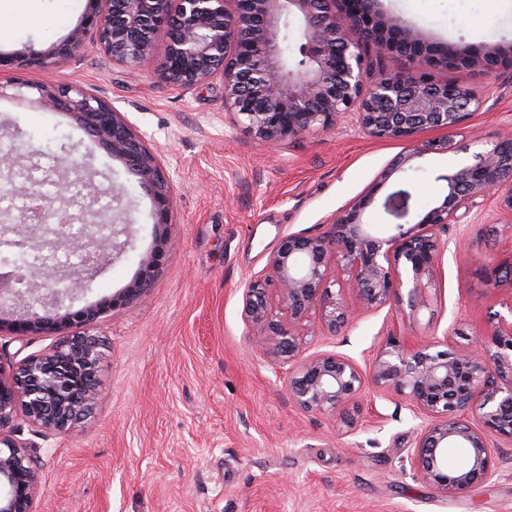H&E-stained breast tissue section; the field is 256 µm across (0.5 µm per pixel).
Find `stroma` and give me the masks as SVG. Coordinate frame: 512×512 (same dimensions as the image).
<instances>
[{"label": "stroma", "instance_id": "1", "mask_svg": "<svg viewBox=\"0 0 512 512\" xmlns=\"http://www.w3.org/2000/svg\"><path fill=\"white\" fill-rule=\"evenodd\" d=\"M48 23L16 22L0 53L23 56L64 43L89 0H29ZM379 8L431 42L512 44V0H378ZM167 34L157 31L139 68L92 45L24 79L77 85L108 100L166 167L172 224L166 259L151 288L89 326L102 341L99 397L66 434L47 437L16 421L17 441L34 444L39 484L32 512H512V442L499 439L497 476L461 496L413 478L408 452L427 419L394 392L365 386L349 403L353 427L297 408L288 369L254 343L242 292L267 271L282 237L317 235L408 147L377 140L351 119L268 145L247 134L224 106V82L159 84ZM436 80L475 90L483 104L468 127L448 135L455 149L419 158L381 188L369 221L396 223L384 202L408 190V222L445 194V175L472 163L512 130V69L488 74L460 66ZM55 136L79 161L89 195L128 193L135 248L103 265L64 303L77 310L111 297L136 276L153 247L151 199L118 161L64 114L0 98V141ZM447 248L422 286L415 324L389 308L360 312L338 336L307 335L302 351L337 352L368 369L389 337L455 345L479 340L512 309V290H487L486 265L512 256V213L496 195L476 199L448 226Z\"/></svg>", "mask_w": 512, "mask_h": 512}]
</instances>
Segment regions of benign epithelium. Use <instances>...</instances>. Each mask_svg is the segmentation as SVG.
I'll return each mask as SVG.
<instances>
[{
  "instance_id": "obj_1",
  "label": "benign epithelium",
  "mask_w": 512,
  "mask_h": 512,
  "mask_svg": "<svg viewBox=\"0 0 512 512\" xmlns=\"http://www.w3.org/2000/svg\"><path fill=\"white\" fill-rule=\"evenodd\" d=\"M84 26L68 43L33 53L25 66L45 69L56 57L75 53L84 33L95 31L110 58L139 67L151 54L155 33L168 34L166 61L153 72L161 83L184 88L217 75L224 81V107L256 139L275 145L315 128L329 129L353 117L368 136L406 140L425 130L462 129L480 108L478 94L433 79L431 71L463 59L487 72L512 67V45L479 50L436 43L418 54L416 74L375 72L362 43L382 54L425 44L423 34L375 8L372 0H90ZM296 27L297 55L286 57V26ZM11 98L62 112L100 148L119 161L151 198L154 249L140 260L138 276L112 297L76 311L63 310L73 290L58 268L10 263L27 283L32 311L11 324L24 335L54 336L40 354L8 372L0 365V512H31L38 473L27 446L6 430L18 417L42 436L71 431L99 395V337L75 333L124 309L153 283L166 256L171 224L169 177L121 113L105 99L72 85L10 82ZM448 139L428 141L387 165L365 193L355 197L317 235L290 234L268 259V272L248 282L242 317L254 340L275 363L288 366V395L304 411L325 413L346 426V406L366 384L391 389L430 418L410 453L413 476L437 490L458 495L490 481L498 472L493 439L512 442V320L498 318L477 344L437 351L436 342L409 346L387 339L362 370L338 353L301 356L298 327L316 316L312 329L338 335L357 317L348 297L366 310L423 306L421 282L432 275L444 248L442 234L466 204L490 192L512 213V134L475 156L473 163L445 177L443 197L410 227L395 224L377 233L367 210L377 191L423 155L446 152ZM39 150L11 147L0 153V183L13 185L16 166ZM93 229L63 220L52 202L37 223L48 244L89 256L80 281H92L101 266L133 248L131 224L106 232L102 215L91 212ZM489 288H512V256L491 263Z\"/></svg>"
}]
</instances>
